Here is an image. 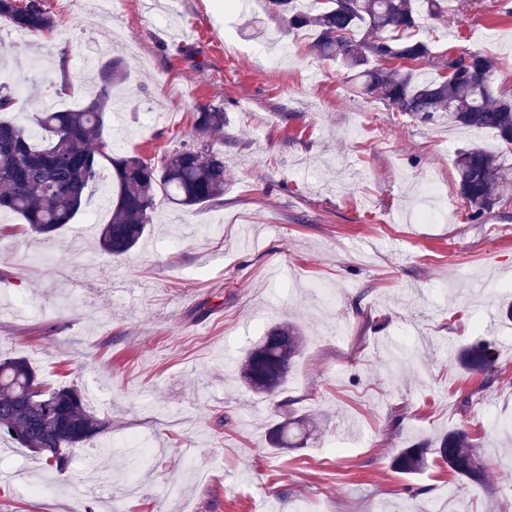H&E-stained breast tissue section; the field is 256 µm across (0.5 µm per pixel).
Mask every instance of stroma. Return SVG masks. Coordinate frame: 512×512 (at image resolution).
Returning <instances> with one entry per match:
<instances>
[{
  "mask_svg": "<svg viewBox=\"0 0 512 512\" xmlns=\"http://www.w3.org/2000/svg\"><path fill=\"white\" fill-rule=\"evenodd\" d=\"M42 3L50 33L0 27V72L36 85L12 120L80 108L118 56L109 126L126 151L160 158L196 139L194 112L223 107L208 143L227 188L208 206L160 204L119 258L96 248L107 169L56 235L0 234V358L80 389L119 445L107 460L88 440L60 473L0 439V468L17 473L0 477V512H512V325L488 318L512 276V203L470 220L453 167L462 148L508 165L512 152L361 94L262 0H122L108 17L101 0ZM422 31L435 58L492 57L491 87L512 97V0H448ZM432 181L443 217L412 223ZM288 320L305 335L288 383L254 393L237 366ZM482 339L499 353L491 376L448 355ZM287 416L312 433L270 448ZM462 424L486 487L435 457L412 477L391 469L410 442ZM133 432L150 451L122 446Z\"/></svg>",
  "mask_w": 512,
  "mask_h": 512,
  "instance_id": "stroma-1",
  "label": "stroma"
}]
</instances>
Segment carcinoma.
Listing matches in <instances>:
<instances>
[{
  "mask_svg": "<svg viewBox=\"0 0 512 512\" xmlns=\"http://www.w3.org/2000/svg\"><path fill=\"white\" fill-rule=\"evenodd\" d=\"M290 30H312V47L324 59L353 73L363 93L423 121L445 119L469 129L491 131L512 148V98L492 94L493 63L481 53L449 57L444 73L430 77L421 65L430 61L429 43L417 36L420 21H441L448 0H264ZM41 35L54 21L40 0H0V24ZM98 95L78 110L38 113L23 127L0 119V212H13L30 231L51 235L71 223L96 187L99 169L113 171L110 218L102 225L99 245L112 256L129 253L145 235L157 202L204 206L224 196V158L202 140L182 143L161 161L129 155L108 133L112 86L124 80V66L105 62ZM19 85L0 76V112L19 103ZM195 130L205 136L224 129V109L197 113ZM459 194L477 221L499 200L512 196V167L494 152L473 146L454 162ZM303 346L300 328L283 322L270 327L241 362L240 378L254 392L274 395L288 382ZM467 372H490L497 360L492 344L478 342L455 351ZM111 424L89 413L74 388L49 390L24 357L0 361V433L26 449L38 448L46 465L65 469L72 450L106 435ZM443 460L457 477L486 485L485 465L470 432L463 426L435 441H415L393 459V468L420 473L429 454Z\"/></svg>",
  "mask_w": 512,
  "mask_h": 512,
  "instance_id": "carcinoma-1",
  "label": "carcinoma"
}]
</instances>
